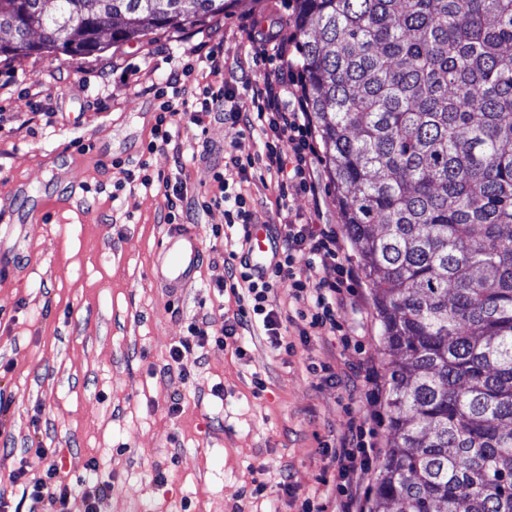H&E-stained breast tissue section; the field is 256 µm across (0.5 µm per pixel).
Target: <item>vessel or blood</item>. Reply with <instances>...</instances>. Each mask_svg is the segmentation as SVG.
Segmentation results:
<instances>
[{"mask_svg": "<svg viewBox=\"0 0 512 512\" xmlns=\"http://www.w3.org/2000/svg\"><path fill=\"white\" fill-rule=\"evenodd\" d=\"M273 250L274 242L268 225H253L250 262L255 270L266 269ZM202 259L203 252L198 232L184 226L171 228L162 251L157 277L168 288L188 287L193 282Z\"/></svg>", "mask_w": 512, "mask_h": 512, "instance_id": "1", "label": "vessel or blood"}]
</instances>
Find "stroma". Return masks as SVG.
<instances>
[{
    "mask_svg": "<svg viewBox=\"0 0 512 512\" xmlns=\"http://www.w3.org/2000/svg\"><path fill=\"white\" fill-rule=\"evenodd\" d=\"M293 21L292 0H239L229 13L94 55L0 59V245L19 256L0 271V512H28L22 487L45 478L39 448L53 450L75 487L66 512H86L85 490L102 485L97 512H301L304 496L325 495L334 471L324 450L352 424L385 449L384 403L365 378L375 373L386 388L389 358L362 276L339 318L356 346L302 337L296 317L285 350L256 331L241 358L213 342L190 348L178 363L188 376L182 409L168 412L170 350L192 319L215 333L237 305L216 290L228 253L212 229L223 207L189 216L204 252L194 283L176 292L156 278L165 194H213L225 152L260 158L264 143L214 114L201 128L178 121L171 146L144 155L155 93L189 59L184 84L196 95L214 66L234 87L263 77L268 45L247 29ZM144 161L152 187L126 183ZM313 170L318 195H297L293 209L341 228L323 154ZM312 361L335 381L310 372ZM283 472L296 495L280 487Z\"/></svg>",
    "mask_w": 512,
    "mask_h": 512,
    "instance_id": "1",
    "label": "stroma"
}]
</instances>
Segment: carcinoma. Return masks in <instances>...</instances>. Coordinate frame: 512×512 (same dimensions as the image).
I'll return each instance as SVG.
<instances>
[{"mask_svg":"<svg viewBox=\"0 0 512 512\" xmlns=\"http://www.w3.org/2000/svg\"><path fill=\"white\" fill-rule=\"evenodd\" d=\"M237 2L0 0V56L92 55L105 31L133 43ZM295 12L309 110L390 356L369 512H512V0Z\"/></svg>","mask_w":512,"mask_h":512,"instance_id":"obj_1","label":"carcinoma"}]
</instances>
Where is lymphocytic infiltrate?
Wrapping results in <instances>:
<instances>
[{
	"mask_svg": "<svg viewBox=\"0 0 512 512\" xmlns=\"http://www.w3.org/2000/svg\"><path fill=\"white\" fill-rule=\"evenodd\" d=\"M294 35L275 32L268 36L271 47L266 60L269 69L262 80L244 83L240 91L227 85L207 86L201 96H189L180 82L172 76L165 89L159 90L160 113L152 129L148 150L164 148L172 140L169 126L173 117L183 115L196 126H203L207 116L223 113L243 131L264 138V168L276 189L274 225L278 245L270 264V275L255 274L248 260L251 226L258 216L244 189L252 179L254 161L228 155L226 164L236 171L235 182L218 178L217 194L199 200H187L181 192L167 195V223H179L185 208L224 209L225 225L234 234L233 249L228 253L227 275L229 289L237 301L246 302L237 318L225 319L220 329L222 338L236 337L238 329L259 328L273 350H280L285 339L281 311L273 308L269 294L272 277L292 279L298 314L306 321L313 335L325 336L338 327L337 313L346 304L344 290L356 272L345 264L336 230L329 224H298L292 219L291 201L302 192L316 193L311 178L310 160L313 149L309 143L311 118L308 96L292 93L290 79L295 63L289 55ZM373 449L363 430L348 433L330 458L338 482L337 498L351 499L358 492L367 472L369 454ZM38 460L47 464L45 482L23 490V500L29 501V512H65L74 491L73 485L61 476L57 464L49 462L46 449H37Z\"/></svg>",
	"mask_w": 512,
	"mask_h": 512,
	"instance_id": "lymphocytic-infiltrate-1",
	"label": "lymphocytic infiltrate"
}]
</instances>
